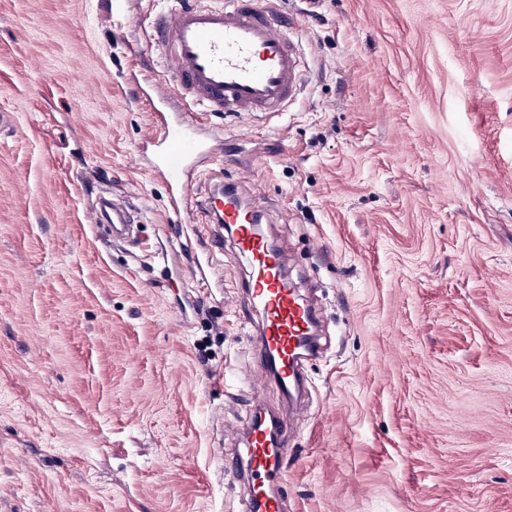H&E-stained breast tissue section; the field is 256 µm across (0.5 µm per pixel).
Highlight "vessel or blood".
Returning <instances> with one entry per match:
<instances>
[{"mask_svg": "<svg viewBox=\"0 0 512 512\" xmlns=\"http://www.w3.org/2000/svg\"><path fill=\"white\" fill-rule=\"evenodd\" d=\"M155 39L183 103L243 119L278 111L300 91L301 57L290 27L282 13L261 0H223L217 6L181 0L156 21ZM152 122L146 143L155 151L153 171L166 183L173 213L181 220L192 205L191 170L209 147L192 136L188 113L157 107ZM206 208L231 228L237 252L251 268L246 298L263 316L257 355L280 391L291 394L300 363L315 352V310L284 275L278 252L258 229L262 215L255 205L228 190L210 195ZM94 219L111 224L116 233L137 221L128 206L106 202L96 207ZM247 433L244 458L227 463L249 488L248 512H285L281 488L288 427L268 413L252 420Z\"/></svg>", "mask_w": 512, "mask_h": 512, "instance_id": "1", "label": "vessel or blood"}]
</instances>
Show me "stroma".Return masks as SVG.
<instances>
[{
  "label": "stroma",
  "mask_w": 512,
  "mask_h": 512,
  "mask_svg": "<svg viewBox=\"0 0 512 512\" xmlns=\"http://www.w3.org/2000/svg\"><path fill=\"white\" fill-rule=\"evenodd\" d=\"M177 2L0 0V512H246L224 459L260 402L288 512H512V0H266L298 97L200 120L197 194L262 198L324 320L287 412L246 263L205 209L175 223L142 149ZM94 219L97 224H112V233H120L127 224L138 222L133 210L121 203L101 202L94 211Z\"/></svg>",
  "instance_id": "obj_1"
}]
</instances>
